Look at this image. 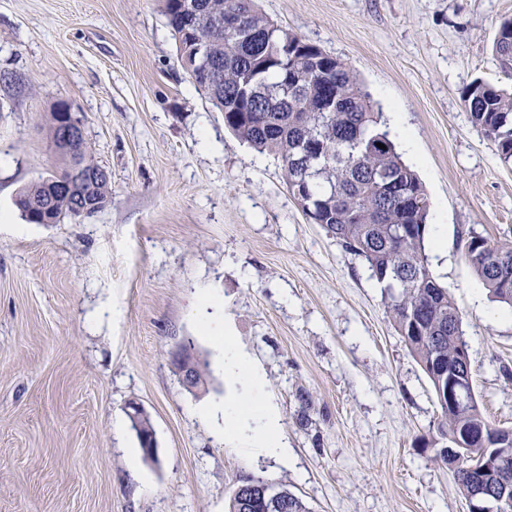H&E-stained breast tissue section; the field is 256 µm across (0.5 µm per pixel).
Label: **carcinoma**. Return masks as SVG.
Listing matches in <instances>:
<instances>
[{
    "instance_id": "carcinoma-1",
    "label": "carcinoma",
    "mask_w": 512,
    "mask_h": 512,
    "mask_svg": "<svg viewBox=\"0 0 512 512\" xmlns=\"http://www.w3.org/2000/svg\"><path fill=\"white\" fill-rule=\"evenodd\" d=\"M168 25L179 55L209 47L219 59L218 89H203L224 112V125L254 149L273 153L281 162L290 195L308 206L305 214L349 253L361 258L371 277L383 285L393 326L411 357L439 394L446 371L473 386L470 362L459 359L467 345L462 317L448 289L434 277L426 254L428 199L416 172L397 151L381 112L346 65L265 17L254 0H163ZM236 12L239 30L224 27V17ZM494 52L503 66L512 64V18L498 27ZM472 124L496 146L501 160L512 161V92L483 81L473 82L462 96ZM71 109L59 103L50 113V131L59 142L60 117ZM385 145L381 149L378 144ZM64 166L23 188L14 205L30 224L78 218L72 208L76 195L111 201V180L80 181L69 195H51L49 180L81 168L100 165L88 155L85 138L60 146ZM407 224L397 236L393 228ZM464 256L497 302L512 307V287L504 288L501 266L512 267V242L482 245L468 239ZM439 416L434 444L453 470L466 501L482 496L512 497V453L499 458L498 478L486 479L466 468L476 448L454 446L453 438L489 427L500 435L511 429L493 426L475 396L466 404L437 402ZM249 486L232 494L228 512H310L301 498L278 489L274 503L261 499L262 479L247 477Z\"/></svg>"
}]
</instances>
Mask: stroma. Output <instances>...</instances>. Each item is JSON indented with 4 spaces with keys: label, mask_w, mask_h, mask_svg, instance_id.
<instances>
[{
    "label": "stroma",
    "mask_w": 512,
    "mask_h": 512,
    "mask_svg": "<svg viewBox=\"0 0 512 512\" xmlns=\"http://www.w3.org/2000/svg\"><path fill=\"white\" fill-rule=\"evenodd\" d=\"M255 3L398 113L475 395L512 426V307L463 258L469 233L512 241V164L462 99L477 79L512 88L493 51L512 0ZM61 102L111 202L29 224L13 199L60 164L45 116ZM226 341L262 366L290 466L225 440V406L252 404L224 371ZM187 347L209 363L195 392L175 367ZM438 413L364 262L307 220L276 156L225 128L162 0H0V512H227L249 476L310 512H468L430 444Z\"/></svg>",
    "instance_id": "obj_1"
}]
</instances>
